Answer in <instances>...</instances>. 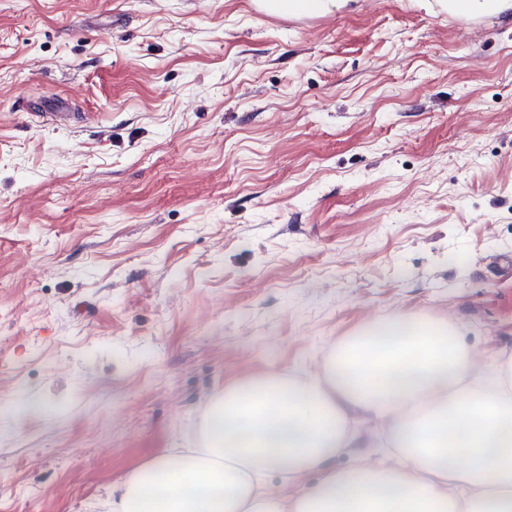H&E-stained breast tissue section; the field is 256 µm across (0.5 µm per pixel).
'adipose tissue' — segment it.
<instances>
[{
    "label": "adipose tissue",
    "mask_w": 512,
    "mask_h": 512,
    "mask_svg": "<svg viewBox=\"0 0 512 512\" xmlns=\"http://www.w3.org/2000/svg\"><path fill=\"white\" fill-rule=\"evenodd\" d=\"M350 0H255L278 16H324ZM381 423L392 465L333 468L371 447ZM314 489L290 502L278 476ZM110 512H512V357L478 373L448 320L367 322L320 374L239 379L204 405L196 447L154 457L111 492ZM319 478L318 472H312L306 475L302 481V486L284 485L277 477H271L269 480V489L271 492L277 494L285 501L291 500L297 495L301 487L312 488Z\"/></svg>",
    "instance_id": "obj_1"
}]
</instances>
